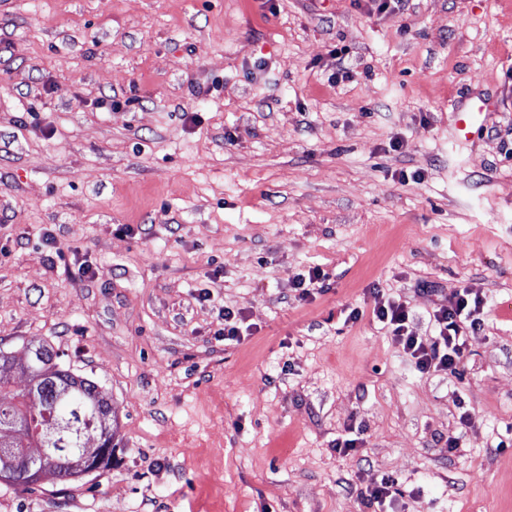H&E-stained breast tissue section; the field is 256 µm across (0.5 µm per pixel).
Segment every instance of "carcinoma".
I'll return each instance as SVG.
<instances>
[{
	"label": "carcinoma",
	"mask_w": 512,
	"mask_h": 512,
	"mask_svg": "<svg viewBox=\"0 0 512 512\" xmlns=\"http://www.w3.org/2000/svg\"><path fill=\"white\" fill-rule=\"evenodd\" d=\"M40 348L41 357L28 373L39 400H0V443L7 440L14 448H26L40 440L50 449L57 478L62 482L77 481L90 475V469L76 465L74 459V453L90 433L98 435L105 448L93 470L112 464V408L95 382L63 367L51 346L42 343ZM16 368L26 371L0 350V391L7 387Z\"/></svg>",
	"instance_id": "carcinoma-1"
}]
</instances>
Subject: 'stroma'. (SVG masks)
<instances>
[{
    "mask_svg": "<svg viewBox=\"0 0 512 512\" xmlns=\"http://www.w3.org/2000/svg\"><path fill=\"white\" fill-rule=\"evenodd\" d=\"M465 285L459 371L418 373L374 289L426 336ZM33 341L115 459L0 512H366L384 477L392 512H512V0H0V350ZM489 111L488 103L481 97H470L458 108L457 128L466 133L472 126L480 123L485 112ZM329 278L324 271L318 267H312L308 271V277L298 274L293 278L294 289L297 290L298 298L300 300H307L313 298L316 294L325 293L329 288V283H326ZM251 334L250 326L244 327L239 312L235 314L229 309H224V330L222 329L219 335L224 336L225 345L239 344ZM395 482L391 479L382 478L379 482H373L361 489L360 496L365 508L371 512H388L384 510L387 501L398 493Z\"/></svg>",
    "mask_w": 512,
    "mask_h": 512,
    "instance_id": "1",
    "label": "stroma"
}]
</instances>
